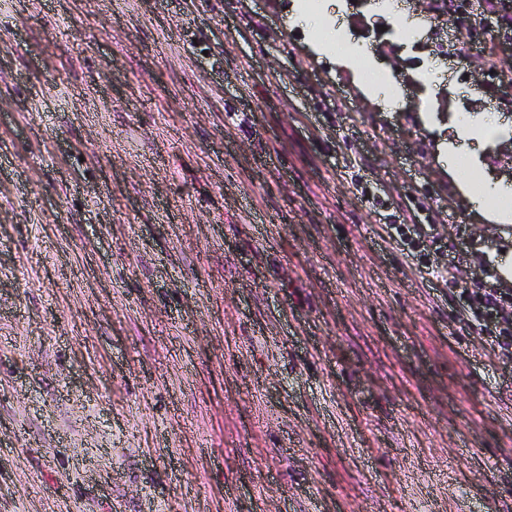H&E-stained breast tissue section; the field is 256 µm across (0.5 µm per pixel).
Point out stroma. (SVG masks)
I'll return each instance as SVG.
<instances>
[{"label": "stroma", "instance_id": "obj_1", "mask_svg": "<svg viewBox=\"0 0 512 512\" xmlns=\"http://www.w3.org/2000/svg\"><path fill=\"white\" fill-rule=\"evenodd\" d=\"M478 2L456 39L358 0H0V512H512V361L383 230L434 225L459 281L512 260L420 121L512 210Z\"/></svg>", "mask_w": 512, "mask_h": 512}]
</instances>
